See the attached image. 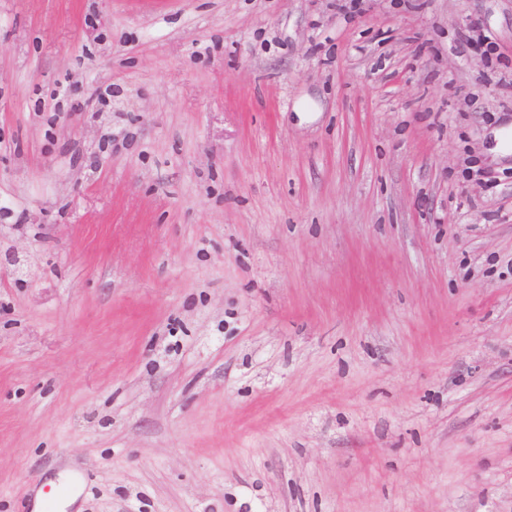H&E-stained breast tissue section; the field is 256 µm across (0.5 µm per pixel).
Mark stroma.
Returning a JSON list of instances; mask_svg holds the SVG:
<instances>
[{
    "label": "stroma",
    "instance_id": "1",
    "mask_svg": "<svg viewBox=\"0 0 512 512\" xmlns=\"http://www.w3.org/2000/svg\"><path fill=\"white\" fill-rule=\"evenodd\" d=\"M511 121L512 0H0V512H512Z\"/></svg>",
    "mask_w": 512,
    "mask_h": 512
}]
</instances>
